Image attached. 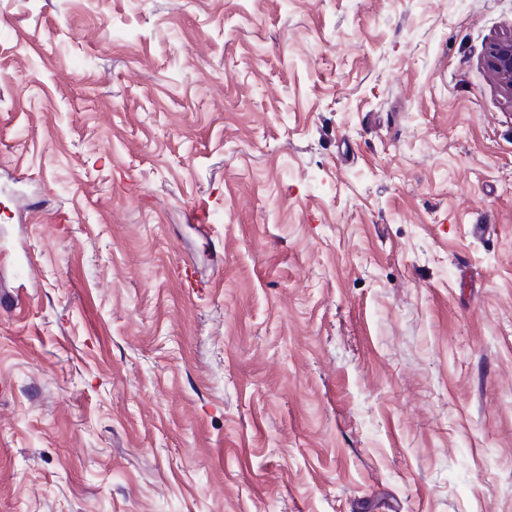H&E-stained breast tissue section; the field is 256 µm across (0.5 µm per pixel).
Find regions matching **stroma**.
Returning <instances> with one entry per match:
<instances>
[{
	"label": "stroma",
	"instance_id": "stroma-1",
	"mask_svg": "<svg viewBox=\"0 0 512 512\" xmlns=\"http://www.w3.org/2000/svg\"><path fill=\"white\" fill-rule=\"evenodd\" d=\"M511 30L0 0V512H512ZM487 70L512 103V33L493 42L484 58Z\"/></svg>",
	"mask_w": 512,
	"mask_h": 512
}]
</instances>
